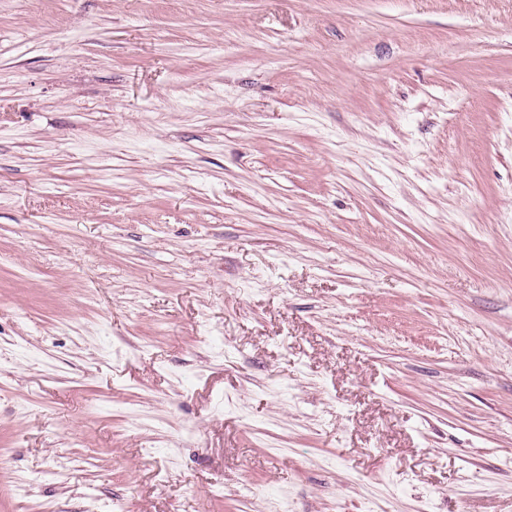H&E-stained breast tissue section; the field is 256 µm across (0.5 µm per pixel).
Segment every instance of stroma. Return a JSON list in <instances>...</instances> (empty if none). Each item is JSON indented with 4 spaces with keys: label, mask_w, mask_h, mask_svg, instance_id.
<instances>
[{
    "label": "stroma",
    "mask_w": 512,
    "mask_h": 512,
    "mask_svg": "<svg viewBox=\"0 0 512 512\" xmlns=\"http://www.w3.org/2000/svg\"><path fill=\"white\" fill-rule=\"evenodd\" d=\"M512 512V0H0V512Z\"/></svg>",
    "instance_id": "35a3bbf8"
}]
</instances>
